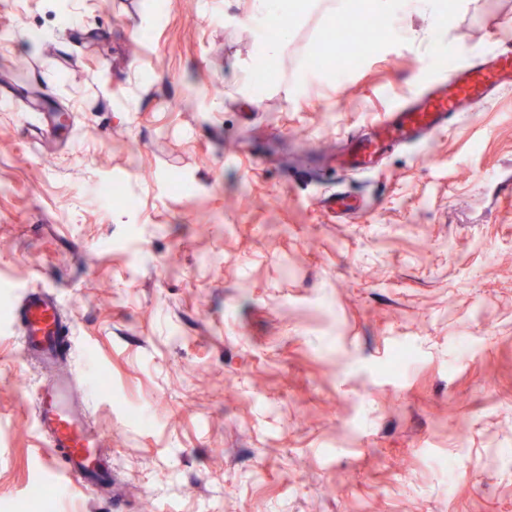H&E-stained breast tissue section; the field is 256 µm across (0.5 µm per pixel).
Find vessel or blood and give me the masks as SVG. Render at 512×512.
<instances>
[{
	"instance_id": "1",
	"label": "vessel or blood",
	"mask_w": 512,
	"mask_h": 512,
	"mask_svg": "<svg viewBox=\"0 0 512 512\" xmlns=\"http://www.w3.org/2000/svg\"><path fill=\"white\" fill-rule=\"evenodd\" d=\"M512 88V43L494 50L474 48L466 65L441 72L414 99L398 103L373 124L372 131L351 140L340 158L343 168L367 171L396 144L444 132L449 116L482 111L493 96ZM63 304L50 290H23L11 315L21 353L42 375L36 390L34 428L46 447L49 469L92 494L112 488V459L92 426L85 403L86 384L69 364L67 333L61 324Z\"/></svg>"
}]
</instances>
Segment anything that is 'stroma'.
<instances>
[{"mask_svg": "<svg viewBox=\"0 0 512 512\" xmlns=\"http://www.w3.org/2000/svg\"><path fill=\"white\" fill-rule=\"evenodd\" d=\"M344 2L0 0V512L38 484L56 512H512V90L335 162L431 64L512 37V0H364L392 23L318 66ZM30 287L62 299L111 498L42 467L7 326Z\"/></svg>", "mask_w": 512, "mask_h": 512, "instance_id": "35a3bbf8", "label": "stroma"}]
</instances>
